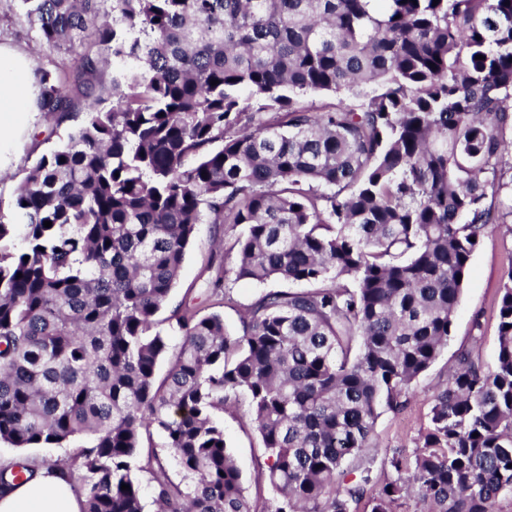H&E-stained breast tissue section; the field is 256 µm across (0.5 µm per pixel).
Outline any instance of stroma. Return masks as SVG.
<instances>
[{"mask_svg": "<svg viewBox=\"0 0 512 512\" xmlns=\"http://www.w3.org/2000/svg\"><path fill=\"white\" fill-rule=\"evenodd\" d=\"M0 43L32 54L35 65L55 69H74L73 53L41 45L35 27L25 14L21 0H0ZM88 103L75 99L68 116L33 112L27 132L0 145V214L10 215L17 189L29 169L45 154L62 148L69 134L85 118ZM235 229L227 224H200L187 250L171 303L200 305L203 313L223 316L226 329L233 334L242 327L241 316L265 288L288 289L285 281L256 282L226 279L224 293H212L210 284L218 268H232L234 252L217 254L215 240L232 242ZM512 272V233L506 227L487 232L474 251L462 294L456 309L448 345L434 365L414 385L410 400L400 411H383L375 425L373 471L378 482L391 478L386 455L395 449L412 453L415 440L426 426L436 387L444 382L449 368L461 350L479 352L486 366H493L498 329L497 301L508 273ZM224 437L241 471L246 493L251 500L270 504L275 493L265 479L267 457L256 431L240 415L224 413Z\"/></svg>", "mask_w": 512, "mask_h": 512, "instance_id": "35a3bbf8", "label": "stroma"}]
</instances>
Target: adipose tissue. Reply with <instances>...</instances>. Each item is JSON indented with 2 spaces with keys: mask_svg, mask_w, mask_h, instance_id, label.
Returning a JSON list of instances; mask_svg holds the SVG:
<instances>
[{
  "mask_svg": "<svg viewBox=\"0 0 512 512\" xmlns=\"http://www.w3.org/2000/svg\"><path fill=\"white\" fill-rule=\"evenodd\" d=\"M30 55L0 44V142L28 126L35 111L39 87ZM28 478L0 489V512H81L70 491L66 472L35 460H27Z\"/></svg>",
  "mask_w": 512,
  "mask_h": 512,
  "instance_id": "obj_1",
  "label": "adipose tissue"
}]
</instances>
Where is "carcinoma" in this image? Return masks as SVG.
I'll return each mask as SVG.
<instances>
[{"label": "carcinoma", "mask_w": 512, "mask_h": 512, "mask_svg": "<svg viewBox=\"0 0 512 512\" xmlns=\"http://www.w3.org/2000/svg\"><path fill=\"white\" fill-rule=\"evenodd\" d=\"M102 2L23 0L43 45L95 34L101 51L76 57L86 120L0 214V441L89 436L53 461L82 512H144L130 460L154 426L190 479L147 463L157 512H352L368 493L397 512L412 488L426 512H495L512 272L494 366L460 354L377 490L364 458L447 346L478 241L512 217L487 203L512 190V0H112L110 21ZM106 54L127 64L110 100L90 80ZM35 75L38 111H69L67 75ZM307 93L338 99L314 111ZM206 220L243 226L235 280L308 289L264 292L238 336L182 303L172 348L157 315ZM242 400L276 492L262 510L216 418Z\"/></svg>", "instance_id": "cac0c4a2"}]
</instances>
